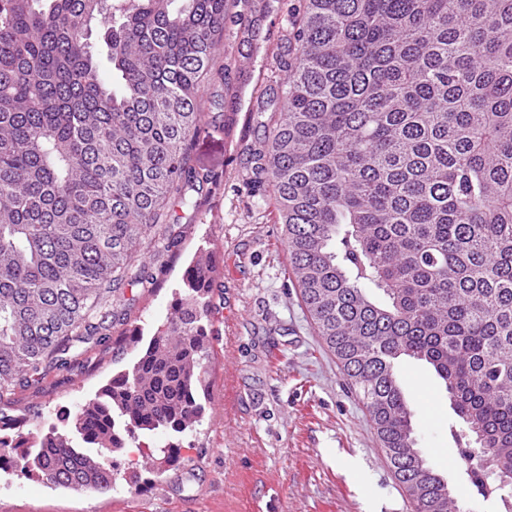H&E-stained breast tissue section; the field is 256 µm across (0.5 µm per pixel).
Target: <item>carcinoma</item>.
I'll return each instance as SVG.
<instances>
[{
	"label": "carcinoma",
	"mask_w": 512,
	"mask_h": 512,
	"mask_svg": "<svg viewBox=\"0 0 512 512\" xmlns=\"http://www.w3.org/2000/svg\"><path fill=\"white\" fill-rule=\"evenodd\" d=\"M0 0V468L106 492L130 441L144 468L179 464L202 422L212 257L146 350L72 415V433L19 426L38 385L116 322L107 294L146 289L141 251H171L167 206L196 207L190 164L205 124L227 0ZM102 24L104 78L91 49ZM289 72L255 152L289 274L365 406L411 512H462L417 448L398 374L423 361L466 427L478 494L512 495V0H302ZM146 442H141V439ZM494 454L496 481L479 458Z\"/></svg>",
	"instance_id": "1"
}]
</instances>
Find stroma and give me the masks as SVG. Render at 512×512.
Segmentation results:
<instances>
[{"instance_id":"stroma-1","label":"stroma","mask_w":512,"mask_h":512,"mask_svg":"<svg viewBox=\"0 0 512 512\" xmlns=\"http://www.w3.org/2000/svg\"><path fill=\"white\" fill-rule=\"evenodd\" d=\"M297 2L228 0L216 59L221 72L199 94L209 122L189 145L194 167L212 177L210 192L198 196L195 210L174 208L184 226L176 248L145 256L155 290L112 296L123 319L107 338L82 345L65 368L50 369L39 386L16 387L13 396L12 415L26 416L39 430L55 423L59 408L93 398L137 358L138 347L120 345L121 333L136 327L150 338L189 262L212 252L210 398L202 426L181 443V467L151 477L140 491L121 481L106 493L0 469V512H410L363 404L287 274L284 227L267 185L255 177L252 154L288 79L278 59ZM240 17L250 22L251 38L242 37ZM399 370L430 463L468 502V512H503L499 498L477 495L455 465L460 449L450 429L459 420L432 369L406 359Z\"/></svg>"}]
</instances>
